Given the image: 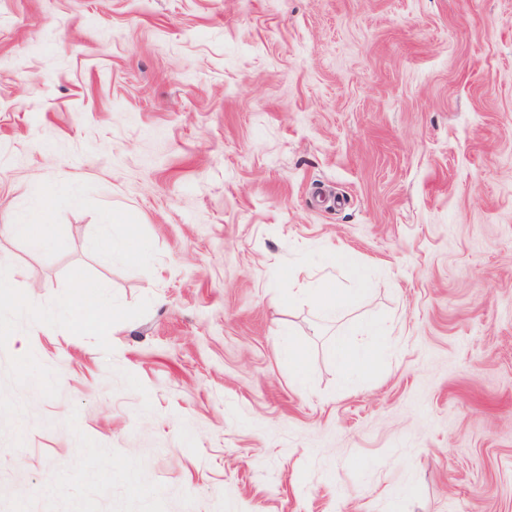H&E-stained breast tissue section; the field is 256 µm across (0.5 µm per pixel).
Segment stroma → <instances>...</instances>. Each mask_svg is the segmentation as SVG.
I'll return each instance as SVG.
<instances>
[{"instance_id": "obj_1", "label": "stroma", "mask_w": 512, "mask_h": 512, "mask_svg": "<svg viewBox=\"0 0 512 512\" xmlns=\"http://www.w3.org/2000/svg\"><path fill=\"white\" fill-rule=\"evenodd\" d=\"M0 263V512H512V0H0ZM4 229L14 237L25 239L35 251L50 247L54 241L52 224L48 223L47 216L40 207L31 209L17 223L5 224ZM73 288H75L73 299L70 301H66V303L58 310L78 311L80 313V317L77 320V323L83 329L99 328L100 323L98 320L97 311L95 307H93L87 302V293L85 288H88V286L81 281H77L75 282ZM318 314L329 321H335L352 301V296L336 288L332 280H326L314 288H303ZM330 354L346 373L366 372L371 367L373 354L355 347L345 337L336 339L330 348Z\"/></svg>"}]
</instances>
